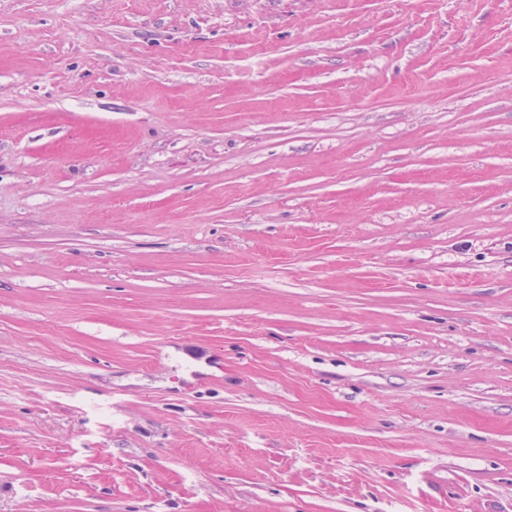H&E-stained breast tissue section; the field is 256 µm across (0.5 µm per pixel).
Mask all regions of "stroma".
<instances>
[{"mask_svg": "<svg viewBox=\"0 0 512 512\" xmlns=\"http://www.w3.org/2000/svg\"><path fill=\"white\" fill-rule=\"evenodd\" d=\"M0 512H512V0H0Z\"/></svg>", "mask_w": 512, "mask_h": 512, "instance_id": "35a3bbf8", "label": "stroma"}]
</instances>
